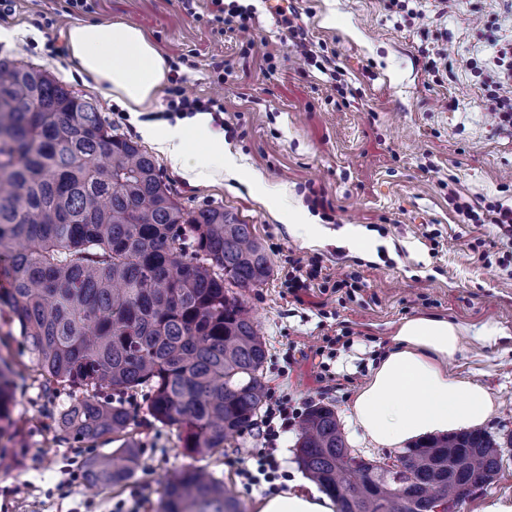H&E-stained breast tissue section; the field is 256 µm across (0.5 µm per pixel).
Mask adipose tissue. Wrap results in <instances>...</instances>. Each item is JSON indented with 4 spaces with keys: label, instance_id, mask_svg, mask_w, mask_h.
<instances>
[{
    "label": "adipose tissue",
    "instance_id": "ef3b65f1",
    "mask_svg": "<svg viewBox=\"0 0 512 512\" xmlns=\"http://www.w3.org/2000/svg\"><path fill=\"white\" fill-rule=\"evenodd\" d=\"M69 60L84 81L136 120L141 137L190 184L236 181L258 189L259 202L280 223L304 225L307 241L321 237L317 217L286 209L263 193L262 177L245 170L210 114L143 122L168 85L169 62L155 42L125 21H73L66 30ZM467 329L431 316L403 320L390 348L352 403L356 424L374 447L395 449L426 435L481 426L495 411L489 392L448 368L463 351ZM258 512H334L325 495L286 491L261 499Z\"/></svg>",
    "mask_w": 512,
    "mask_h": 512
}]
</instances>
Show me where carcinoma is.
Here are the masks:
<instances>
[{
	"label": "carcinoma",
	"instance_id": "cac0c4a2",
	"mask_svg": "<svg viewBox=\"0 0 512 512\" xmlns=\"http://www.w3.org/2000/svg\"><path fill=\"white\" fill-rule=\"evenodd\" d=\"M272 265L253 225L213 207L188 211L135 142L97 105L40 68L0 59V306L18 322L32 370L71 402L53 423L93 448L84 482L129 481L140 447L123 396L180 431L203 460L251 429L264 406L267 349L234 289ZM19 373L0 357V439L15 434ZM502 443L486 431L428 437L384 470L354 452L334 409L312 407L296 456L336 512H431L496 480ZM157 512H242L224 480L188 465L165 479Z\"/></svg>",
	"mask_w": 512,
	"mask_h": 512
}]
</instances>
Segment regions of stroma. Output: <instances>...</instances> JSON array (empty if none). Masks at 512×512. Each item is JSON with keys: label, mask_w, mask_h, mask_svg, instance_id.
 <instances>
[{"label": "stroma", "mask_w": 512, "mask_h": 512, "mask_svg": "<svg viewBox=\"0 0 512 512\" xmlns=\"http://www.w3.org/2000/svg\"><path fill=\"white\" fill-rule=\"evenodd\" d=\"M254 7L253 45L208 21L209 0L187 15L180 0H96L95 21L122 19L146 31L170 62L189 97L224 103V139L260 173L284 206L323 198L333 208L325 226L359 224L376 232L368 260L332 243L305 242L249 193L230 182L194 187L157 159L159 177L190 211L224 207L254 227L274 268L267 283L244 291L268 349L265 380L296 407L325 404L340 418L350 447L365 458L396 457L352 437L351 405L385 353L395 326L417 315L454 319L469 329L456 374L485 387L496 410L486 431L512 433V241L496 225L465 224L450 200L460 192L482 206H512V127L497 126L482 101L495 68L494 40L512 39V0H288L305 44L342 71L341 80L308 65L265 0ZM63 0H16L7 18L22 33L0 45V58L47 70L91 98L114 133L139 140L123 110L71 69L61 26L38 27L41 13ZM424 18H416V10ZM447 57L449 64L431 70ZM314 259L322 273L297 303L283 297L288 255ZM356 278L357 288L343 287ZM499 333L487 340L485 325ZM341 337L328 368L315 350L323 336ZM0 355L22 370L14 417L21 434L0 459V512H154L167 472L187 464L176 429L154 423L142 396L128 398L142 450L135 477L106 490L86 486L76 471L84 451L63 441L52 412L67 394L49 395L31 369L30 354L0 309ZM262 443L255 432L225 444L204 464L223 479L245 512H258L263 487L238 474Z\"/></svg>", "instance_id": "stroma-1"}]
</instances>
